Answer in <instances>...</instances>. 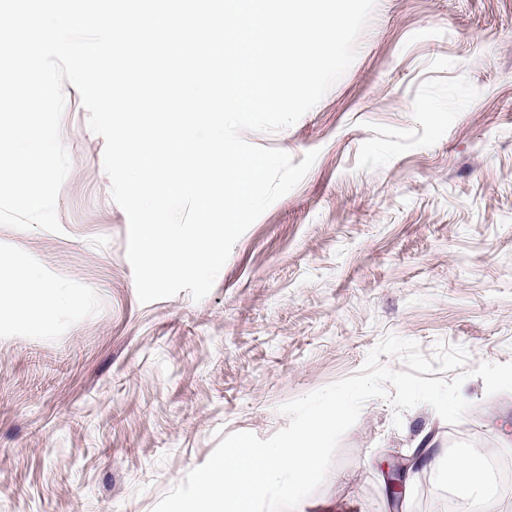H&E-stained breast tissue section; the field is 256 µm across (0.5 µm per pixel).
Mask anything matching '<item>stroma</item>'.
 Returning a JSON list of instances; mask_svg holds the SVG:
<instances>
[{
  "label": "stroma",
  "mask_w": 512,
  "mask_h": 512,
  "mask_svg": "<svg viewBox=\"0 0 512 512\" xmlns=\"http://www.w3.org/2000/svg\"><path fill=\"white\" fill-rule=\"evenodd\" d=\"M60 232L0 226V512H152L228 435L286 427L282 404L358 372L387 335L468 368L512 362V0H376L356 57L294 125L244 132L302 182L238 239L211 292L141 303L104 140L65 84ZM455 425L369 400L297 512H446L459 460L512 463V392L479 377ZM439 450L393 507L379 461ZM35 283L27 281L13 282L10 288H14L15 295L19 297L26 292V288H39L43 300V310L45 314L50 315L57 305V291L54 284L42 279H34Z\"/></svg>",
  "instance_id": "35a3bbf8"
}]
</instances>
